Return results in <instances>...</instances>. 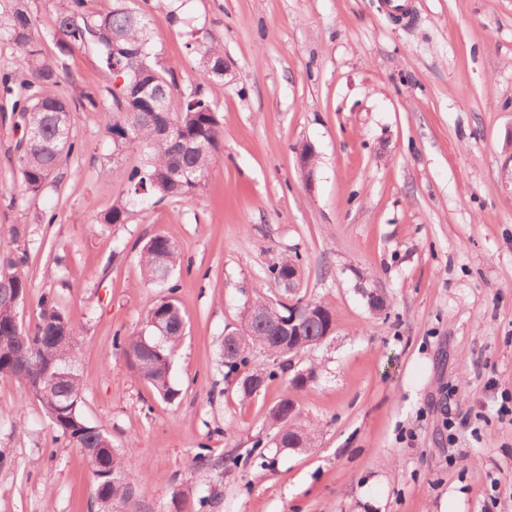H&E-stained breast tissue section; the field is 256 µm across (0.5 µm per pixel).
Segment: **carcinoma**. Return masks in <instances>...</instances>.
<instances>
[{
	"label": "carcinoma",
	"instance_id": "carcinoma-1",
	"mask_svg": "<svg viewBox=\"0 0 512 512\" xmlns=\"http://www.w3.org/2000/svg\"><path fill=\"white\" fill-rule=\"evenodd\" d=\"M86 7L87 0H68L56 15L55 28L68 46L90 51L109 67H118L117 76L123 79L118 92L110 85L105 86L115 104L127 108L117 113L107 132L116 142L124 140L140 145L143 161L124 174L128 196L113 203L98 223L125 224L134 201L187 197L208 176L221 149L223 132L204 86L207 81L221 79L224 47L213 40L197 47L203 81L183 94L180 111L171 112L168 103L177 83L170 71L159 68L154 61L151 18L147 12L131 0H115L110 12L98 16L89 15ZM3 35L20 53L13 67L0 70V95L12 99V114L35 132L29 139L17 142L15 159L22 173L24 192L37 195L56 175L62 160L76 150L70 134L71 107L57 92L61 79L58 65L43 56L24 0H17L12 13L0 22V36ZM114 44L120 47L119 51L112 49ZM161 125L171 126L188 149L172 150L169 142L158 135ZM140 263L145 283L159 288L166 286L170 292L176 289L171 279H159L162 264L173 273L181 269V255L168 237L161 234L150 237L141 248ZM27 264L25 250L0 255V340L7 341L10 348L0 353V374L33 387L41 385L38 401L58 437L81 450L97 448L104 431L88 423L82 415L83 387L79 373L74 370L67 379L49 384L51 374L58 367L77 366L82 344L80 331L48 295L39 299L33 328L23 327L14 318L30 288ZM303 308L306 316L301 323V336L295 343H308L333 329V316L325 306L308 301ZM287 316L288 305L280 302L268 306L264 321L246 323L236 331L237 340L224 367L227 377L244 373L257 380L255 387L239 380L238 389L243 397L261 392L275 377L273 371L250 366L255 349L263 348L276 359H289L296 354L282 347L279 339L281 322ZM157 322L166 329L167 337L160 343L158 354L150 357L145 344H154ZM64 331L69 341L61 344L55 336ZM183 334L184 317L174 298L168 296L147 311L145 328L140 334L118 338L115 342L130 369L170 403L179 397V390L171 381V364L173 347ZM294 415L295 406L288 399L269 411L274 436L282 437L285 446L288 439L299 434L291 424ZM88 463L96 484L99 512H111L114 503L126 502L138 494L137 477L124 467L121 455L114 452L98 461L90 458Z\"/></svg>",
	"mask_w": 512,
	"mask_h": 512
}]
</instances>
